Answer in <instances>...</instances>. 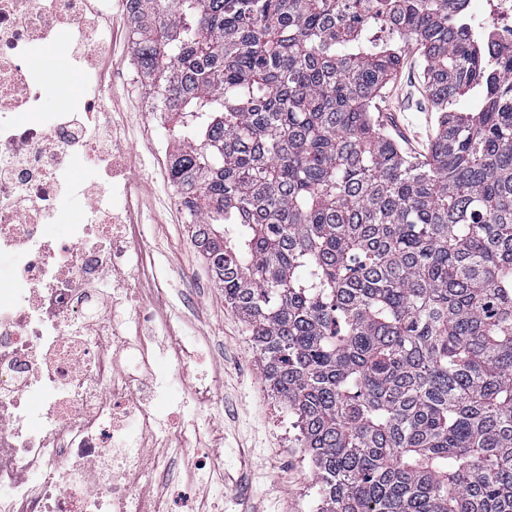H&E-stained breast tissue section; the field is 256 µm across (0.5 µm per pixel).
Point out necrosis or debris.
I'll list each match as a JSON object with an SVG mask.
<instances>
[{"mask_svg":"<svg viewBox=\"0 0 512 512\" xmlns=\"http://www.w3.org/2000/svg\"><path fill=\"white\" fill-rule=\"evenodd\" d=\"M0 0V250L14 265L0 276V512H161L128 484L142 448L117 421L139 415L150 432L160 421L150 400L164 376L127 374L112 354L124 340L103 309L99 284L113 280V300H138L141 283L126 258L136 240L112 212L75 224L57 242L42 220L59 193L56 176L76 157L100 155L85 123L106 96L68 95L45 112L37 56L62 27L80 34L72 65L93 63L103 48L87 20L89 0Z\"/></svg>","mask_w":512,"mask_h":512,"instance_id":"obj_1","label":"necrosis or debris"}]
</instances>
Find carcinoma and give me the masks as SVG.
I'll return each mask as SVG.
<instances>
[{
  "label": "carcinoma",
  "mask_w": 512,
  "mask_h": 512,
  "mask_svg": "<svg viewBox=\"0 0 512 512\" xmlns=\"http://www.w3.org/2000/svg\"><path fill=\"white\" fill-rule=\"evenodd\" d=\"M467 2L128 0L170 183L318 512H512V56ZM408 44L423 156L371 112Z\"/></svg>",
  "instance_id": "cac0c4a2"
}]
</instances>
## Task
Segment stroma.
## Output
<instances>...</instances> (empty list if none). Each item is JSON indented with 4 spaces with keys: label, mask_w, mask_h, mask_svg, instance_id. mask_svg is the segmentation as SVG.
<instances>
[{
    "label": "stroma",
    "mask_w": 512,
    "mask_h": 512,
    "mask_svg": "<svg viewBox=\"0 0 512 512\" xmlns=\"http://www.w3.org/2000/svg\"><path fill=\"white\" fill-rule=\"evenodd\" d=\"M103 23L120 32L106 46L102 72L123 173L102 203L119 215L132 209L139 225L138 254L132 262L143 272L139 302L117 306L115 319L132 339L135 305L149 308L150 367L172 381L166 399L155 402L152 410L163 419L175 416L195 430L190 449L179 451L165 443L163 434L144 437L136 417L124 419V431L146 450L142 469H149L154 457L168 456L178 474L177 479L155 478L141 487L165 504L204 493L208 512H317L319 490L309 459L295 444L293 417L266 381L242 315L225 303L194 247L169 183L167 153L173 132L150 111L141 87L126 0H111ZM423 67L418 50L407 47L401 69L374 110L381 128L411 154L427 150L437 124L425 93ZM105 182V173L86 159L71 166L56 202L61 217L48 228L54 239H67L71 223L90 219L85 190ZM200 376L212 384V399L205 404L193 394ZM204 460L213 472L201 489L196 481Z\"/></svg>",
    "instance_id": "obj_1"
}]
</instances>
